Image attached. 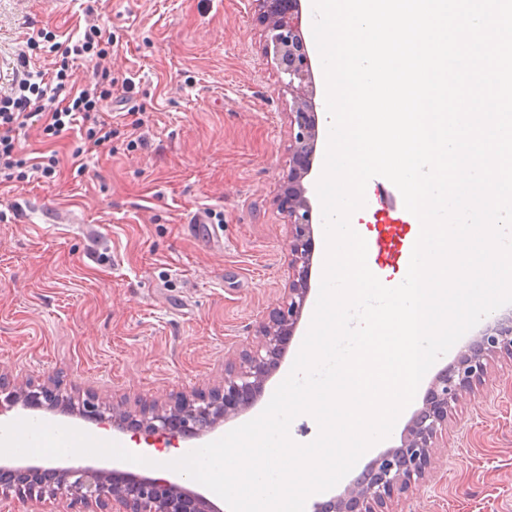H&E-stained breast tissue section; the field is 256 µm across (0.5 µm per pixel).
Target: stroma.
<instances>
[{
	"instance_id": "1",
	"label": "stroma",
	"mask_w": 512,
	"mask_h": 512,
	"mask_svg": "<svg viewBox=\"0 0 512 512\" xmlns=\"http://www.w3.org/2000/svg\"><path fill=\"white\" fill-rule=\"evenodd\" d=\"M96 25L109 55L79 61L80 90L101 71L118 103L112 142L72 166L79 132L19 129L26 157L56 155L51 181L0 182V372L17 386L61 382L75 395L136 408L224 382L288 285V226L276 205L288 172L291 97L265 54L251 0H0V96L27 33L79 36ZM367 231L379 268L398 274L411 228L402 201L369 182ZM325 258L316 239L310 293L278 371L310 326ZM448 422L438 459L395 512H512V357ZM34 418L132 446L78 417Z\"/></svg>"
}]
</instances>
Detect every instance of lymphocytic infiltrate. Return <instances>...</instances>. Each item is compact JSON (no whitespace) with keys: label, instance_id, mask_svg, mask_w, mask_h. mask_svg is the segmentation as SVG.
<instances>
[{"label":"lymphocytic infiltrate","instance_id":"1","mask_svg":"<svg viewBox=\"0 0 512 512\" xmlns=\"http://www.w3.org/2000/svg\"><path fill=\"white\" fill-rule=\"evenodd\" d=\"M46 44L58 64L52 83L43 85L35 80L28 68L26 54H19L18 67L10 94L0 97V177L5 180H25L29 175L47 180L56 174L54 157L27 158L22 154L16 132L27 124L40 121L50 114L51 121L45 132L58 136L69 130H78L86 144L99 147L111 143L112 124L101 112L102 102L112 98V80L102 76L91 85L73 91L66 76L70 65L77 60L93 61L105 57L112 47L96 26L86 28L82 37L58 40L56 34L37 31L28 37L31 47Z\"/></svg>","mask_w":512,"mask_h":512}]
</instances>
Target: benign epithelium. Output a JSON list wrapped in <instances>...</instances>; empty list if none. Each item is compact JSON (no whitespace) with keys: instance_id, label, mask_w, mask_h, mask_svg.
<instances>
[{"instance_id":"benign-epithelium-1","label":"benign epithelium","mask_w":512,"mask_h":512,"mask_svg":"<svg viewBox=\"0 0 512 512\" xmlns=\"http://www.w3.org/2000/svg\"><path fill=\"white\" fill-rule=\"evenodd\" d=\"M282 83L292 96L288 176L277 207L288 224V288L268 312L249 347L224 367V383L208 391L178 395L166 407L141 404L135 410L114 405L89 392L74 398L54 386L17 387L0 373V409L10 405L60 409L119 430L169 439L198 428L213 429L246 414L257 403L275 363L293 339L308 300L314 253L313 207L303 179L311 172L317 141L312 59L302 33L301 0H253ZM512 354V327L491 326L474 337L430 383L424 404L414 415L400 445L380 452L366 467L368 477L348 484L344 492L314 512H391L392 502L419 487L435 464L439 438L459 402L486 382L488 356ZM66 498L82 512H207L202 495L164 478H138L119 469L95 466H0V501Z\"/></svg>"}]
</instances>
